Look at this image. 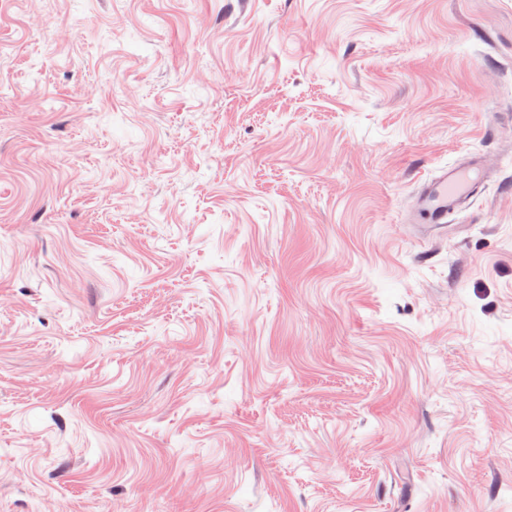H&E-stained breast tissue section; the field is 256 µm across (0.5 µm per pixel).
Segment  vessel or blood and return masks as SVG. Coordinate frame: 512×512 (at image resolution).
Listing matches in <instances>:
<instances>
[{
    "label": "vessel or blood",
    "instance_id": "b4317fda",
    "mask_svg": "<svg viewBox=\"0 0 512 512\" xmlns=\"http://www.w3.org/2000/svg\"><path fill=\"white\" fill-rule=\"evenodd\" d=\"M489 177L486 163L477 155L439 168L419 186L408 223L422 235L445 229L449 217L459 212Z\"/></svg>",
    "mask_w": 512,
    "mask_h": 512
}]
</instances>
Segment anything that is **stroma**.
<instances>
[{"instance_id": "stroma-1", "label": "stroma", "mask_w": 512, "mask_h": 512, "mask_svg": "<svg viewBox=\"0 0 512 512\" xmlns=\"http://www.w3.org/2000/svg\"><path fill=\"white\" fill-rule=\"evenodd\" d=\"M511 113L512 0H0V512H512ZM489 178L487 164L478 155L439 168L419 186L406 224H415L422 235L447 228L448 218L459 212Z\"/></svg>"}]
</instances>
